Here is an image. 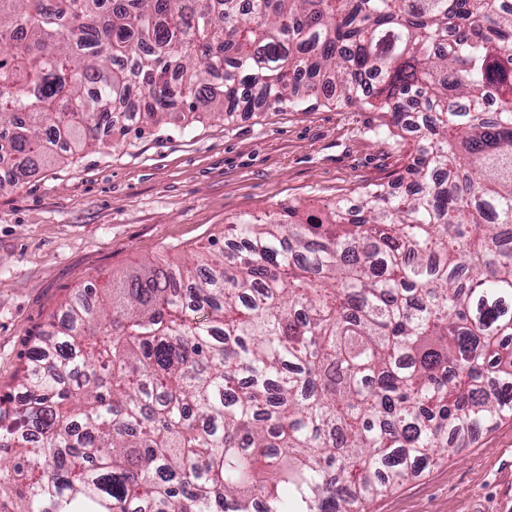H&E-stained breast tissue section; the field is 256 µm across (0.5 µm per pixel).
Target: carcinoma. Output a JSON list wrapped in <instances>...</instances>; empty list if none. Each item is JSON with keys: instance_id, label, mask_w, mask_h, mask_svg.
Masks as SVG:
<instances>
[{"instance_id": "obj_1", "label": "carcinoma", "mask_w": 512, "mask_h": 512, "mask_svg": "<svg viewBox=\"0 0 512 512\" xmlns=\"http://www.w3.org/2000/svg\"><path fill=\"white\" fill-rule=\"evenodd\" d=\"M321 96L411 162L66 302L0 396V512H365L512 418V0H0V190Z\"/></svg>"}]
</instances>
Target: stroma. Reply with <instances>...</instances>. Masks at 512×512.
Returning <instances> with one entry per match:
<instances>
[{
	"label": "stroma",
	"instance_id": "obj_1",
	"mask_svg": "<svg viewBox=\"0 0 512 512\" xmlns=\"http://www.w3.org/2000/svg\"><path fill=\"white\" fill-rule=\"evenodd\" d=\"M377 113L327 102L164 123L34 171L0 191V395H14L38 335L89 281L191 260L226 224L316 209L388 181L412 139L380 140ZM369 512H512V419L476 435Z\"/></svg>",
	"mask_w": 512,
	"mask_h": 512
}]
</instances>
